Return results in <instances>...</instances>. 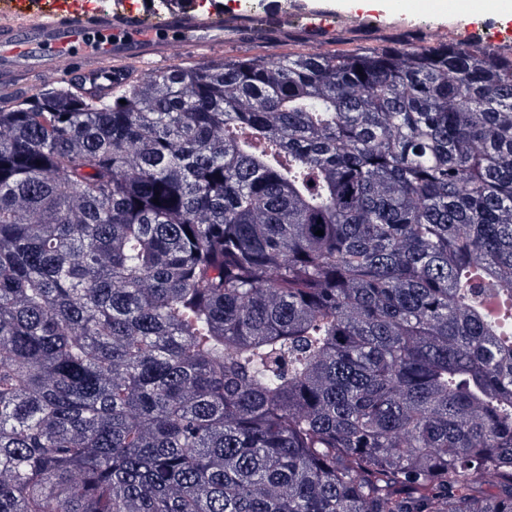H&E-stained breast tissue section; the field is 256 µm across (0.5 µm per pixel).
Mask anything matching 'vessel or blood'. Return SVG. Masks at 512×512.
<instances>
[{"label": "vessel or blood", "instance_id": "obj_1", "mask_svg": "<svg viewBox=\"0 0 512 512\" xmlns=\"http://www.w3.org/2000/svg\"><path fill=\"white\" fill-rule=\"evenodd\" d=\"M297 16L306 20L308 36L318 38L336 24L360 26L363 13H340L330 8L301 5ZM254 25L266 32L285 28L276 13L253 19H228L221 0L207 13L180 8L172 0H142L138 10L115 6L101 12L83 0H58L51 11L25 21L20 11L0 13V87L14 88L34 79L55 82L77 77L95 80L113 67L133 59L174 58L182 50L211 57L224 42L225 29Z\"/></svg>", "mask_w": 512, "mask_h": 512}]
</instances>
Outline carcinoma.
Segmentation results:
<instances>
[{
  "label": "carcinoma",
  "mask_w": 512,
  "mask_h": 512,
  "mask_svg": "<svg viewBox=\"0 0 512 512\" xmlns=\"http://www.w3.org/2000/svg\"><path fill=\"white\" fill-rule=\"evenodd\" d=\"M0 512H512V58L0 94Z\"/></svg>",
  "instance_id": "1"
}]
</instances>
